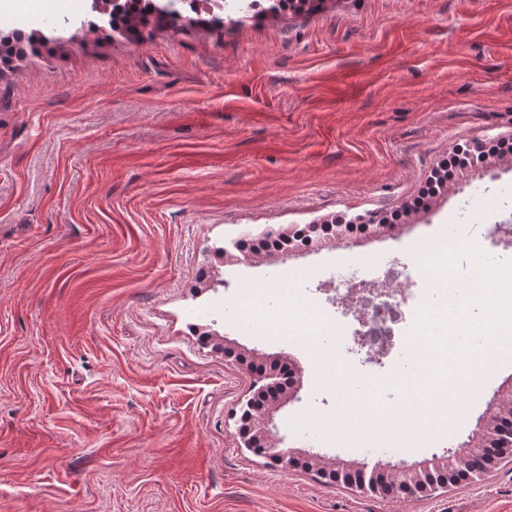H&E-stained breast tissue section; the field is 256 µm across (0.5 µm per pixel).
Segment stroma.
<instances>
[{"mask_svg": "<svg viewBox=\"0 0 512 512\" xmlns=\"http://www.w3.org/2000/svg\"><path fill=\"white\" fill-rule=\"evenodd\" d=\"M272 3L133 40L80 10L66 42L0 63V512H512L508 466L391 498L268 464L236 436L252 375L197 334L292 365L274 423L298 451L414 463L467 440L512 362L463 427L398 451L336 439L311 350L336 352L338 280L417 265L452 225L512 260V168L412 206L457 146L512 140V0ZM396 211L390 234L234 260L268 229Z\"/></svg>", "mask_w": 512, "mask_h": 512, "instance_id": "obj_1", "label": "stroma"}]
</instances>
